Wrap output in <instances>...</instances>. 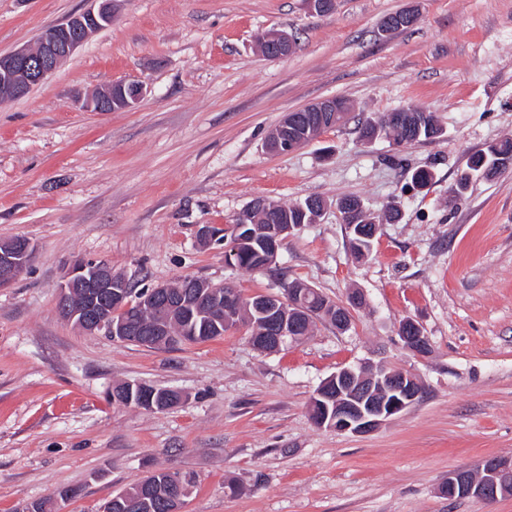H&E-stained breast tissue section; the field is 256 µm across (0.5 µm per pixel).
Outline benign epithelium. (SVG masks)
Returning <instances> with one entry per match:
<instances>
[{"label":"benign epithelium","instance_id":"benign-epithelium-1","mask_svg":"<svg viewBox=\"0 0 512 512\" xmlns=\"http://www.w3.org/2000/svg\"><path fill=\"white\" fill-rule=\"evenodd\" d=\"M98 9H89L49 27L39 34L35 47L22 48L8 55H0V88H7L10 97H21L29 90L52 76L61 63L84 43L90 34L112 24V0H97ZM416 22L411 11H400L387 16L381 30L391 32ZM294 40L283 33H273L268 38L267 58L281 59L293 52ZM147 94V87L134 83L130 91L122 93L119 109L131 111L139 106ZM83 107L95 112L113 111V87L88 97ZM313 112L317 123L314 131L305 135L296 132L289 117H284L270 150L280 152V144L288 143L294 151L312 141L336 122V113L348 111L347 103L329 97L303 108ZM34 246L25 238L0 242V288L11 284L28 265ZM128 281L112 273L104 263L78 261L68 267L59 285L58 309L61 315L87 331H105L121 341L132 338L127 324L114 318L113 311L129 306ZM170 286H155L140 298V307L153 313L158 326L168 321L167 312L172 307ZM288 305H280L279 294H262L255 298L253 308L266 317L272 327L270 336H251L249 340L257 349L264 345L281 346L286 339L299 340L303 335L302 316L304 305L301 295L288 289ZM365 297L351 292L346 302L338 304L340 330L349 327V312ZM403 346L417 356L431 352V344L424 335L409 336L400 331ZM421 386L415 376L395 371L383 364L368 367H346L322 382L311 399L313 422L320 428L341 433H370L391 417L398 415L420 398ZM440 494L450 500L470 498L478 504L493 502L512 494V458L491 456L481 460L474 469H458L448 473L441 485Z\"/></svg>","mask_w":512,"mask_h":512}]
</instances>
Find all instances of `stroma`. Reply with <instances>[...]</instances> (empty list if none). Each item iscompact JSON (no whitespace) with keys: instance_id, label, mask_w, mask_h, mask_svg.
Listing matches in <instances>:
<instances>
[{"instance_id":"35a3bbf8","label":"stroma","mask_w":512,"mask_h":512,"mask_svg":"<svg viewBox=\"0 0 512 512\" xmlns=\"http://www.w3.org/2000/svg\"><path fill=\"white\" fill-rule=\"evenodd\" d=\"M89 0H0V55L81 13ZM417 14L380 36L389 14ZM296 40L271 60L260 39ZM143 83L132 111L80 103L116 82ZM326 97L348 122L303 148L269 153L285 114ZM435 113L434 140L397 147L360 138L362 123L403 107ZM512 138V0H116L99 30L47 80L0 102V242L35 248L0 289V512L50 500L53 512H98L163 468L198 483L183 512H512L439 493L450 471L512 457V167L452 189L472 152ZM431 181L413 185L414 170ZM354 195L382 222L370 253H351L337 198ZM317 196L315 223L286 238L288 278L366 304L338 332L315 322L272 353L245 329L167 350L78 330L58 313L73 262H104L135 289L184 277L271 292L268 272L224 263L229 241L201 243L252 200ZM432 345L417 357L398 326ZM383 363L415 375L418 402L366 435L316 427L309 402L342 368ZM147 383L184 395L148 411L112 401ZM78 497L55 500L59 488Z\"/></svg>"}]
</instances>
